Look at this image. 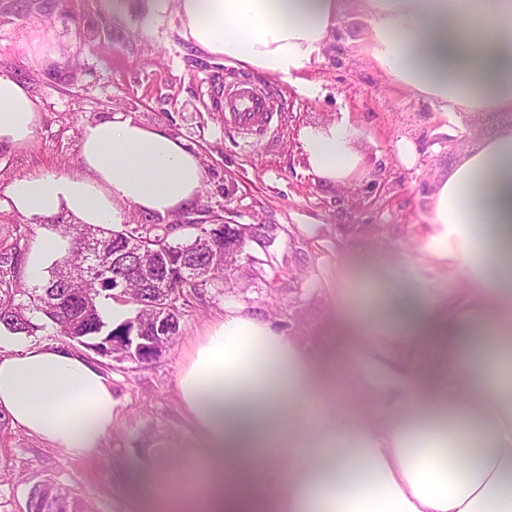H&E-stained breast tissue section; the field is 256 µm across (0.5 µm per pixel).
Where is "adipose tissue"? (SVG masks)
I'll list each match as a JSON object with an SVG mask.
<instances>
[{"mask_svg": "<svg viewBox=\"0 0 512 512\" xmlns=\"http://www.w3.org/2000/svg\"><path fill=\"white\" fill-rule=\"evenodd\" d=\"M187 38L288 81L334 47L352 12L366 21L375 68L441 115L512 111V0H174ZM42 104L0 73V149L30 144ZM348 117L302 133L320 178L358 163ZM78 161L25 175L11 208L35 224H125L130 211L170 219L192 208L205 170L180 138L117 112L78 131ZM420 251L462 274L463 291L414 281L413 318L393 282L341 302L363 341L353 388L372 417L328 409L334 367L277 323L235 305L197 336L177 378L197 440L188 484L161 483L168 512H512V129L437 177ZM69 240L40 237L25 277L42 282ZM426 355L415 365L416 351ZM112 387L83 354L0 332V412L43 444L88 456L112 434ZM275 462L258 492L257 462Z\"/></svg>", "mask_w": 512, "mask_h": 512, "instance_id": "obj_1", "label": "adipose tissue"}]
</instances>
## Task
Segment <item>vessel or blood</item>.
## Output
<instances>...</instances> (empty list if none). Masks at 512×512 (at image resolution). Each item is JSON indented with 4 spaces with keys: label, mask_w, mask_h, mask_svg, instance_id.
<instances>
[{
    "label": "vessel or blood",
    "mask_w": 512,
    "mask_h": 512,
    "mask_svg": "<svg viewBox=\"0 0 512 512\" xmlns=\"http://www.w3.org/2000/svg\"><path fill=\"white\" fill-rule=\"evenodd\" d=\"M220 106L225 124L256 138L265 136L278 120L271 97L247 81L226 86Z\"/></svg>",
    "instance_id": "obj_1"
}]
</instances>
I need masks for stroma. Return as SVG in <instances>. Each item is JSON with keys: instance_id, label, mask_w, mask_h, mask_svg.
Here are the masks:
<instances>
[{"instance_id": "35a3bbf8", "label": "stroma", "mask_w": 512, "mask_h": 512, "mask_svg": "<svg viewBox=\"0 0 512 512\" xmlns=\"http://www.w3.org/2000/svg\"><path fill=\"white\" fill-rule=\"evenodd\" d=\"M0 0V72L19 78L42 102L43 119L31 143L0 150V251L29 248L53 224H33L8 205V188L37 171H61L78 159V129L115 112L164 129L198 152L205 187L182 213L185 228L240 224L272 229L267 245L252 244L228 286L209 285L180 308V334L159 358L117 362L97 358L112 386V435L89 457L73 458L28 436L0 413V512H27L39 481L73 491L92 512H154L160 480L180 482L183 449L195 436L181 411L177 377L189 342L224 314L229 303L261 311L314 352L346 368L356 350L337 315L336 291L387 278L417 277L439 288L453 269L421 260L419 233L428 185L497 132L512 127V112H488L443 134L431 100L386 79L364 52L369 35L360 18L345 23L327 61L303 79L320 83L318 97L296 82L212 62L185 37L167 0ZM153 33L143 37L144 18ZM246 76L282 101L274 134L254 139L227 126L214 99L226 81ZM348 114L357 167L330 182L309 167L300 135ZM422 149L413 167L398 157L401 139Z\"/></svg>"}]
</instances>
